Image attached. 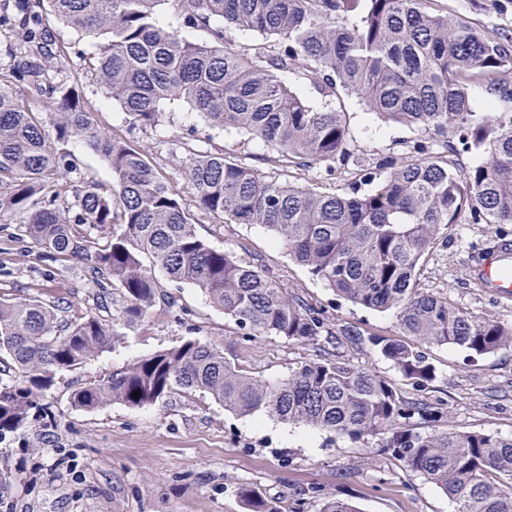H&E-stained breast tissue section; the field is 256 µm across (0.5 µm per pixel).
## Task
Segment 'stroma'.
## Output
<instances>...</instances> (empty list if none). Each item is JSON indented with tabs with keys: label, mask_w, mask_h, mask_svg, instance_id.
I'll list each match as a JSON object with an SVG mask.
<instances>
[{
	"label": "stroma",
	"mask_w": 512,
	"mask_h": 512,
	"mask_svg": "<svg viewBox=\"0 0 512 512\" xmlns=\"http://www.w3.org/2000/svg\"><path fill=\"white\" fill-rule=\"evenodd\" d=\"M92 53L86 43L71 54L64 78L82 86L102 131L129 134L148 156L160 159L165 177L182 196L190 197L180 139L190 135L197 148L215 150L240 142V135L211 128L181 102L168 105L158 125L129 129L121 108L87 74ZM345 109L364 155L401 153L405 142L417 136L408 126L381 122L357 99H346ZM57 149L78 160L67 174L75 188L90 181L110 183L101 157L82 142L61 143ZM197 230L211 247L257 265L288 293L325 311L337 327L402 340L394 312L337 297L263 226L219 223L201 215ZM501 239L512 241V224L449 227L447 242L423 258L420 287L447 296L473 319L512 326V298L486 293L468 275ZM87 288L82 262L52 269L29 255L22 242L0 272V294L23 298L38 293L48 301L63 297L76 311L87 307ZM176 296L171 311L157 310L136 326L120 327L113 349L58 374L42 397L56 413L53 425L36 420L27 438L10 434L0 439V512H246L238 495L243 485L276 501L281 512H319L321 502L309 492L314 485L326 496L353 502L360 512H455L436 485L374 453L371 439L339 438L261 411L238 416L200 392L140 408L111 402L88 412L73 405L71 394L79 384L188 340L222 351L250 375L270 382L284 379L302 361L337 357L391 382L406 398L443 404L456 430L512 436V347L476 356L450 346H423L435 378L416 386L366 341L311 345L278 336L246 338L200 289L185 285Z\"/></svg>",
	"instance_id": "stroma-1"
}]
</instances>
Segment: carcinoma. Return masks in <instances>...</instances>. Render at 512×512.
I'll return each mask as SVG.
<instances>
[{
    "label": "carcinoma",
    "instance_id": "carcinoma-1",
    "mask_svg": "<svg viewBox=\"0 0 512 512\" xmlns=\"http://www.w3.org/2000/svg\"><path fill=\"white\" fill-rule=\"evenodd\" d=\"M471 2L498 24L452 14L439 0H11L0 14V27L18 34L9 69L0 71V216H24L19 238L48 266L84 261L95 308L118 291L115 317L127 325L155 308L158 270L176 288L200 289L245 337L309 343L359 335L205 242L158 164L126 137L101 131L85 93L49 76L48 62L60 70L67 62L46 23L52 16L93 46L90 80L121 106L129 127L155 126L165 105L183 102L214 128L261 140L272 151L266 163L315 171V182L299 185L266 175L250 153L230 157L185 141L200 213L266 227L337 295L394 311L420 345L475 355L511 347L512 328L474 320L418 282L422 257L448 239L449 226L464 218L512 224V0ZM162 4L177 25L159 21ZM186 29L204 40L187 39ZM234 29L263 41L240 44ZM289 74L312 86L320 107L285 83ZM476 89L490 113L476 111ZM349 96L423 137L400 154L364 156L344 106ZM70 139L100 155L110 185L72 189L66 173L75 162L53 148ZM464 153L481 162L459 176L452 158ZM337 178L342 187L328 189ZM119 338L116 324L91 310L65 320L39 296L0 297V436L52 417L40 399L58 373ZM368 342L405 380H434L417 347ZM197 391L238 415L262 410L338 437L375 438L402 468L451 497L456 512H512V437L453 430L444 408L409 402L385 379L338 358L307 360L271 384L188 340L113 368L76 389L72 404L139 408ZM240 497L247 512H280L249 486ZM321 512L359 510L327 497Z\"/></svg>",
    "mask_w": 512,
    "mask_h": 512
}]
</instances>
